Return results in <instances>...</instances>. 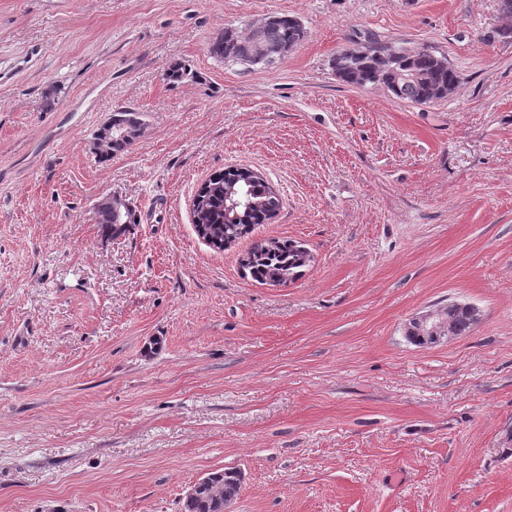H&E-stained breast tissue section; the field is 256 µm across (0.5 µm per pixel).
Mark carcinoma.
Returning a JSON list of instances; mask_svg holds the SVG:
<instances>
[{"instance_id":"cac0c4a2","label":"carcinoma","mask_w":512,"mask_h":512,"mask_svg":"<svg viewBox=\"0 0 512 512\" xmlns=\"http://www.w3.org/2000/svg\"><path fill=\"white\" fill-rule=\"evenodd\" d=\"M299 27L301 24L295 18L285 14L276 15L265 28V37L274 43H288L296 38ZM209 52L226 63L264 67L272 65L270 61L250 58L247 45L230 49L221 39L210 45ZM345 53L361 63L373 62L378 56L383 57V61L379 62V66L370 69L359 66L338 71L336 77L339 81L350 86L364 87L380 80L387 86L394 99L400 102L424 105L442 101L448 98V87L456 88L459 85L458 72L452 67H439L434 61V55L429 53L405 55L400 48L372 39L357 49L345 50ZM395 68L413 71L418 75V79L407 83L399 82L394 79ZM118 126L138 131L143 126L142 114L133 109H120L112 113L114 131L108 150L100 155L104 160L126 151L134 143V140L115 131ZM242 173L243 170L239 167H229L211 175L205 181L198 214L201 223L208 229V239L215 251L224 249L228 241L235 242L249 236L255 225L270 220L280 208L279 198L270 197L269 206L266 208H255L248 212L240 210L236 213L227 211L224 189ZM95 223L99 225L104 236L119 238L129 231L131 225L138 223V218L132 208L121 218H116L109 201L103 199L96 206ZM308 263L309 259L301 252L296 241L280 238L254 242L243 259L242 267L250 278L258 283L278 284L285 276L290 281L295 280ZM447 318L458 336L467 335L474 330L475 324L472 319L457 306L447 307ZM197 494L195 506L184 507V512H216L211 506L210 490L206 484H199Z\"/></svg>"}]
</instances>
